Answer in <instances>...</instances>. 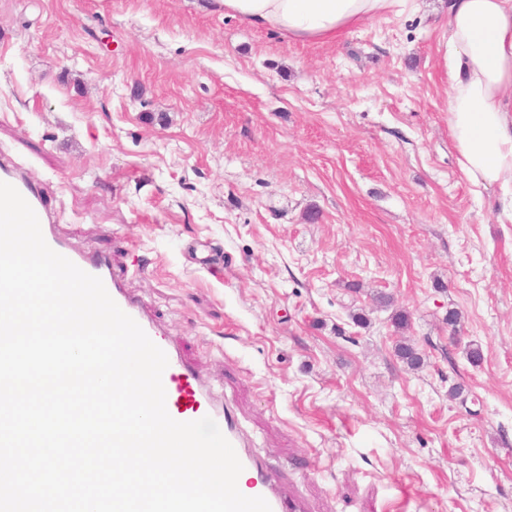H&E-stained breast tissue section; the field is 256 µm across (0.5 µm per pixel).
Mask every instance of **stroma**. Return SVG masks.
Instances as JSON below:
<instances>
[{"label": "stroma", "mask_w": 512, "mask_h": 512, "mask_svg": "<svg viewBox=\"0 0 512 512\" xmlns=\"http://www.w3.org/2000/svg\"><path fill=\"white\" fill-rule=\"evenodd\" d=\"M447 13L316 44L218 0H0V153L307 512H512V220L457 164Z\"/></svg>", "instance_id": "35a3bbf8"}]
</instances>
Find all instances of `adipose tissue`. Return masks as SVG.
<instances>
[{
  "label": "adipose tissue",
  "instance_id": "obj_1",
  "mask_svg": "<svg viewBox=\"0 0 512 512\" xmlns=\"http://www.w3.org/2000/svg\"><path fill=\"white\" fill-rule=\"evenodd\" d=\"M227 14L328 43L410 0H222ZM441 44L448 73V131L476 189L512 186V0H450Z\"/></svg>",
  "mask_w": 512,
  "mask_h": 512
}]
</instances>
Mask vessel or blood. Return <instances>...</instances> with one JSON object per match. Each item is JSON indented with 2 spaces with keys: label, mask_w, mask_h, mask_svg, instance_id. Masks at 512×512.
I'll return each instance as SVG.
<instances>
[{
  "label": "vessel or blood",
  "mask_w": 512,
  "mask_h": 512,
  "mask_svg": "<svg viewBox=\"0 0 512 512\" xmlns=\"http://www.w3.org/2000/svg\"><path fill=\"white\" fill-rule=\"evenodd\" d=\"M0 181L13 185L34 209L47 244L82 270L100 277L117 305L141 326L157 346L164 349L169 364L162 380L169 415L180 422L212 417L233 445L249 476L248 496L264 497L271 512H301V505L286 498L280 490L274 470L254 452L252 440L234 415L230 404L206 389L195 371L170 348L159 326L146 315L140 301L126 287L123 276L111 271L105 259L75 248L56 233L52 213L46 207L41 193L17 167L0 166Z\"/></svg>",
  "instance_id": "1"
}]
</instances>
